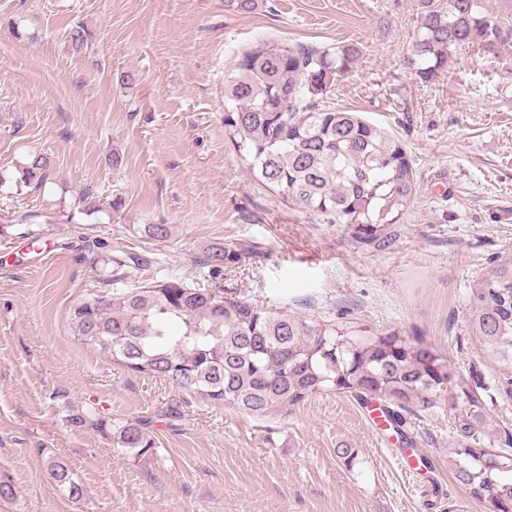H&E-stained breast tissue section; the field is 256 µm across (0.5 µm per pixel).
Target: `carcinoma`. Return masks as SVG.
Here are the masks:
<instances>
[{
	"instance_id": "1",
	"label": "carcinoma",
	"mask_w": 512,
	"mask_h": 512,
	"mask_svg": "<svg viewBox=\"0 0 512 512\" xmlns=\"http://www.w3.org/2000/svg\"><path fill=\"white\" fill-rule=\"evenodd\" d=\"M263 0H224L252 13ZM420 23L404 65L420 81H434L462 48L512 47V22L491 18L483 0H419ZM360 59L353 45L334 52L313 46L255 41L224 77V133L239 159L262 185L329 224H345L351 239L386 246L415 191L405 145L352 112L322 105L338 77ZM16 184L40 189L51 178L49 160L32 154L16 168ZM109 289L76 304L72 335L125 370L159 378L214 406L267 417L326 392L380 402L387 426L406 438L407 414L432 397L448 378L451 451L448 468L479 503L512 512V432L441 351L398 329L367 330L356 322L325 323L274 313L222 288L192 286L172 275L142 280L144 263L96 241ZM234 255L215 248L205 257L212 275ZM469 334L512 381V259L496 264L469 294ZM62 425L94 429L137 457L154 441L138 421H118L99 408L71 403L65 390ZM499 429V451L483 447ZM49 475L68 498L83 488L64 460Z\"/></svg>"
}]
</instances>
